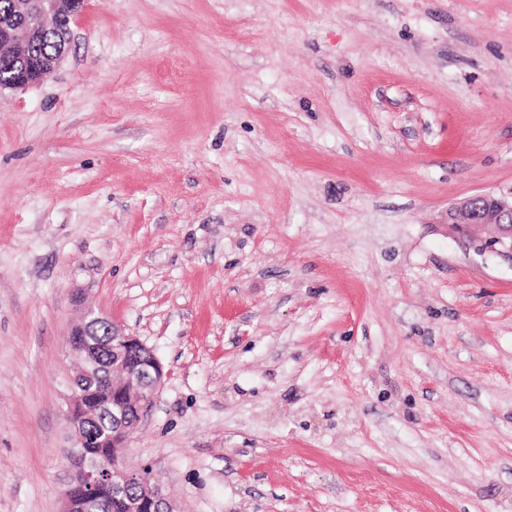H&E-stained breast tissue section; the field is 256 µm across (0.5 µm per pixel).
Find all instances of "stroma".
Segmentation results:
<instances>
[{"label": "stroma", "mask_w": 512, "mask_h": 512, "mask_svg": "<svg viewBox=\"0 0 512 512\" xmlns=\"http://www.w3.org/2000/svg\"><path fill=\"white\" fill-rule=\"evenodd\" d=\"M0 92V512H61L92 306L178 512H512V0H85ZM447 233L512 263V189L483 192L456 200L436 220Z\"/></svg>", "instance_id": "35a3bbf8"}]
</instances>
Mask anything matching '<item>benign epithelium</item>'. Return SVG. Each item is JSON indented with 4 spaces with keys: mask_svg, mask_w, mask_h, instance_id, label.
<instances>
[{
    "mask_svg": "<svg viewBox=\"0 0 512 512\" xmlns=\"http://www.w3.org/2000/svg\"><path fill=\"white\" fill-rule=\"evenodd\" d=\"M84 0H13L12 18L0 22V66L13 57H25L42 41L54 38L60 44L58 53L37 59L30 68L19 71L14 78L0 83V91L25 90L49 78L59 67L66 53L71 24L81 12ZM454 237L477 247L481 254L490 253L512 262V189L508 193L483 192L456 200L442 211L436 220ZM124 346L144 350L147 361L142 367L120 372V380L112 382V398L101 411L111 419L113 445L126 448L140 419L152 407L163 378V367L154 353L138 337L126 332L112 320L88 309L71 333L70 352L79 369L69 385L70 395L66 414L71 430L72 445L84 443L83 410L84 381H93L103 369L94 336L100 327ZM76 466L70 487L66 491L62 512H74L75 502L90 498L100 486L123 488L133 481H142L144 496L130 502L131 512H178L162 493L155 475H145V469H131L115 454L110 460L90 463L78 454L68 456Z\"/></svg>",
    "mask_w": 512,
    "mask_h": 512,
    "instance_id": "benign-epithelium-1",
    "label": "benign epithelium"
}]
</instances>
